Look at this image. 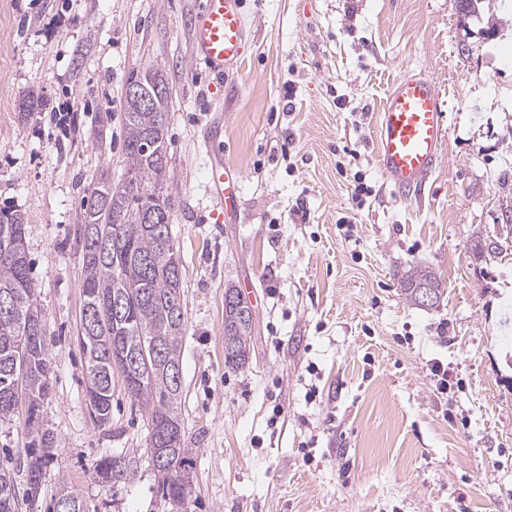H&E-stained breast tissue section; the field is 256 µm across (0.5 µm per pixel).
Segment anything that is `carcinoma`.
<instances>
[{"instance_id": "1", "label": "carcinoma", "mask_w": 512, "mask_h": 512, "mask_svg": "<svg viewBox=\"0 0 512 512\" xmlns=\"http://www.w3.org/2000/svg\"><path fill=\"white\" fill-rule=\"evenodd\" d=\"M128 81L150 88L168 85L163 71L146 68ZM169 111V95L157 99V107L138 110L124 101V173L114 182L103 173L91 193V203L78 216L81 248L83 308L86 325L77 342L86 360L85 397L94 407L96 421L106 427L112 416V378L121 364L130 367L122 378L130 400L139 405L147 421L148 437H158L163 460L153 465L162 496L170 512H184L192 485V449L178 437L181 420L182 384L175 382L173 369H182L186 332V307L174 312L181 297V277L174 267L182 266L168 224H146V207L156 197L170 202L164 182L170 170L166 122L159 115ZM0 301H14L13 311L0 312V421L23 420L31 443L26 464L30 512H38L43 471L53 456L57 436L41 408L50 390V334L38 301L37 287L29 273L26 250V218L19 210H0ZM406 297L419 304L418 290L429 286L434 301L443 289L436 274L413 267L402 276ZM224 292L236 295L237 306L224 309V362L239 368L251 351L254 313L237 288ZM21 379L27 397L19 408L15 380ZM94 475L103 485L124 482L132 476L126 459L105 454L94 465ZM68 502L70 512H82L80 494L64 480L52 503ZM14 477L0 469V512H19Z\"/></svg>"}]
</instances>
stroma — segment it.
<instances>
[{
    "label": "stroma",
    "mask_w": 512,
    "mask_h": 512,
    "mask_svg": "<svg viewBox=\"0 0 512 512\" xmlns=\"http://www.w3.org/2000/svg\"><path fill=\"white\" fill-rule=\"evenodd\" d=\"M197 0H0V208L22 211L52 341L44 416L60 480L84 512H169L145 415L115 383L112 423L85 395L77 218L98 172L122 174L126 81L151 66L171 92L167 177L187 330L181 414L194 454L189 512H512V0H243L251 34L224 96L191 66ZM424 73L450 107L423 196L386 186L376 126L389 87ZM47 108L21 117L28 93ZM69 113L57 127L55 112ZM241 179L215 223L209 155ZM371 188L362 204L357 182ZM498 254L475 259L476 236ZM429 266L444 292L410 305ZM254 288L248 362L224 365V287ZM440 360L448 390L429 368ZM133 476L102 485L103 452ZM29 438L0 422L18 498ZM401 285L404 294L409 299V301L418 306H423L422 303L418 301L417 294L421 286H430L434 290V302L429 306L435 305L439 301L443 293L441 283L439 282L436 274L433 271L429 270V268L413 267L409 269L402 276ZM419 293L422 300L426 304L432 301L433 291L431 289L420 288Z\"/></svg>",
    "instance_id": "stroma-1"
}]
</instances>
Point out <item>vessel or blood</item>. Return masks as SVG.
<instances>
[{"label": "vessel or blood", "instance_id": "obj_1", "mask_svg": "<svg viewBox=\"0 0 512 512\" xmlns=\"http://www.w3.org/2000/svg\"><path fill=\"white\" fill-rule=\"evenodd\" d=\"M248 33L242 0H199L190 26L191 60L214 75L213 92H223L225 74L241 64ZM448 131L442 94L433 79L420 73L394 82L377 128L378 162L386 184L403 196L423 191L440 162ZM210 181L212 215L220 223L237 202L239 179L215 160Z\"/></svg>", "mask_w": 512, "mask_h": 512}]
</instances>
